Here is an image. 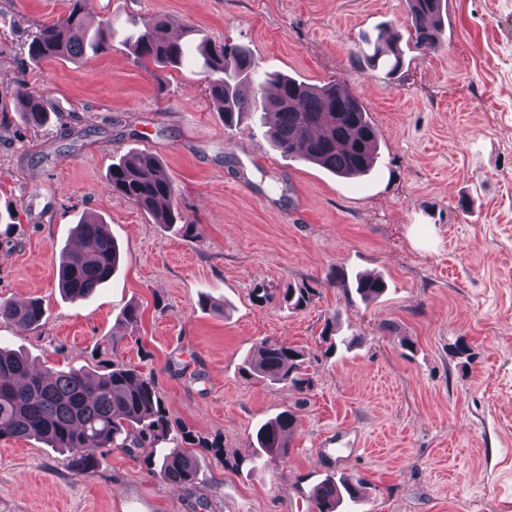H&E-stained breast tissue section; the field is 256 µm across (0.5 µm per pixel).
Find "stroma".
Returning <instances> with one entry per match:
<instances>
[{
	"label": "stroma",
	"instance_id": "1",
	"mask_svg": "<svg viewBox=\"0 0 512 512\" xmlns=\"http://www.w3.org/2000/svg\"><path fill=\"white\" fill-rule=\"evenodd\" d=\"M83 9L119 34L161 14L183 40L249 49L263 72L337 83L378 128V159L342 178L274 149L259 118L226 128L194 60L148 68L117 40L79 62H31L28 34L65 0H0V300L46 309L24 334L0 323V346L40 369L138 367L174 420L220 444L196 449L201 481L183 487L149 471L155 448L103 449L78 474L70 454L2 438L0 512H311L313 488L345 476L360 481L349 512H512V0H447L435 53L410 42L405 0ZM383 23L402 37L393 74L352 61ZM33 94L51 115L40 128L17 115ZM140 151L159 156L202 239L113 194L112 164ZM90 215L120 262L73 302L59 256ZM358 273L381 275L384 293L361 301L347 284ZM303 284L313 303L287 308L283 293ZM131 305L134 327L120 320ZM331 316L355 339L333 355L320 339ZM264 339L308 352V390L241 375ZM285 410L297 420L287 457L234 467Z\"/></svg>",
	"mask_w": 512,
	"mask_h": 512
}]
</instances>
